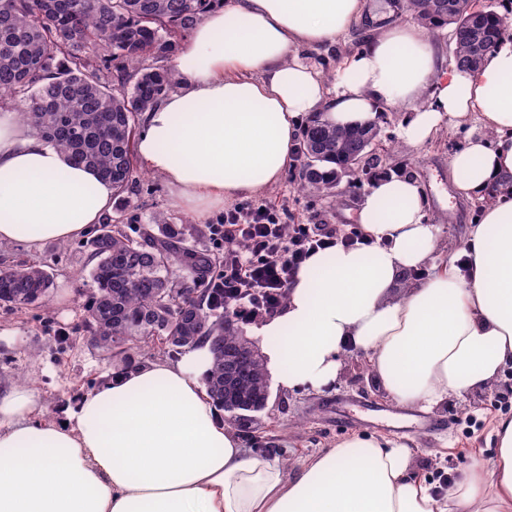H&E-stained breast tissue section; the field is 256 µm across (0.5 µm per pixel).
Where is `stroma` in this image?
Masks as SVG:
<instances>
[{"label": "stroma", "mask_w": 512, "mask_h": 512, "mask_svg": "<svg viewBox=\"0 0 512 512\" xmlns=\"http://www.w3.org/2000/svg\"><path fill=\"white\" fill-rule=\"evenodd\" d=\"M392 14L384 0H367L368 24L355 25L336 45L305 49L303 56L317 64L327 79H334L338 60L367 38L374 23ZM402 118L400 107L386 109L380 119L379 139L383 147L395 150L398 159L411 164L426 190L431 221L442 227L443 254L451 256L460 250L480 204L454 197L448 161L466 135L480 132V122L472 120L466 130L450 129L425 144L411 146L398 136ZM364 192L363 186L344 183L335 197L303 194L297 191L293 172L288 169L276 187L256 196L255 201L276 209L284 224H334L343 228L354 223ZM122 207L137 226L152 227L155 217L160 216L182 228L188 246H210L205 223L193 220L174 205L159 175L138 171L135 188L126 194ZM0 260L42 262L54 275L48 309L0 307V384H31L41 394L45 413L56 414L107 380L114 369L110 359L86 343L80 328V306L90 281L87 255L77 239L67 244L0 245ZM360 358L359 352H343L339 379L322 390L271 391L265 409L253 415L250 429L241 434L244 447L260 456L297 461L351 435V427L337 423L336 416L357 413L366 402L381 408L383 414L364 427V434L400 439L406 423L400 407L372 377L360 376ZM500 416L512 417L511 367L499 375L494 391L449 398L447 405L435 412V419L441 422L439 429L412 438L416 467L435 484L444 486L459 478L473 458L491 456L496 446L494 421Z\"/></svg>", "instance_id": "stroma-1"}]
</instances>
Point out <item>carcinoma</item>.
I'll use <instances>...</instances> for the list:
<instances>
[{
	"label": "carcinoma",
	"instance_id": "obj_1",
	"mask_svg": "<svg viewBox=\"0 0 512 512\" xmlns=\"http://www.w3.org/2000/svg\"><path fill=\"white\" fill-rule=\"evenodd\" d=\"M217 0H0V104L26 94L20 119L47 144L112 183L114 196L136 179L135 139L142 116L176 82L172 68L148 64L184 37ZM434 34L452 27L454 63L478 65L508 37L493 6L472 12L462 0H396ZM126 67L107 79L109 63ZM370 127L341 129L310 120L295 165L297 188L331 196L336 171L352 151L363 157L371 183L386 173L383 155L365 147ZM146 229L139 239L123 229L121 217L106 218L86 240L92 289L82 303L84 332L116 365L134 366L141 343L159 337L178 353L209 344L213 366L206 377L209 397L224 408V347L242 338L224 326L231 304L206 287L213 262L186 246L170 224ZM54 276L40 264L0 265V305L22 309L44 302ZM262 359L236 386L247 399L261 394Z\"/></svg>",
	"mask_w": 512,
	"mask_h": 512
}]
</instances>
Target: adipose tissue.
Here are the masks:
<instances>
[{
    "label": "adipose tissue",
    "mask_w": 512,
    "mask_h": 512,
    "mask_svg": "<svg viewBox=\"0 0 512 512\" xmlns=\"http://www.w3.org/2000/svg\"><path fill=\"white\" fill-rule=\"evenodd\" d=\"M365 14L366 0H224L191 30L174 61L182 88L145 112L136 149L200 220L277 185L310 117L367 127L398 105L412 146L478 118L449 162L456 193L483 203L466 263L437 261L426 192L393 173L358 204L362 244L311 254L252 328L284 389L336 383L352 348L391 399L429 412L512 364V193L487 198L512 174V41L479 68H446L426 29L382 23L334 81L301 60ZM112 201L110 182L0 113V244L70 242ZM412 270L425 278L403 281ZM211 364L200 344L114 373L61 417L31 385L0 387V512H512V417L494 426V456L441 491L409 443L380 435L288 465L243 447L207 395Z\"/></svg>",
    "instance_id": "obj_1"
}]
</instances>
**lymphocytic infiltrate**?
<instances>
[{
	"label": "lymphocytic infiltrate",
	"mask_w": 512,
	"mask_h": 512,
	"mask_svg": "<svg viewBox=\"0 0 512 512\" xmlns=\"http://www.w3.org/2000/svg\"><path fill=\"white\" fill-rule=\"evenodd\" d=\"M208 233L221 254L209 285L236 301L235 314L245 321L279 310L285 289L313 252L358 240L352 227L280 223L264 205L231 207L222 223L209 225Z\"/></svg>",
	"instance_id": "obj_1"
}]
</instances>
